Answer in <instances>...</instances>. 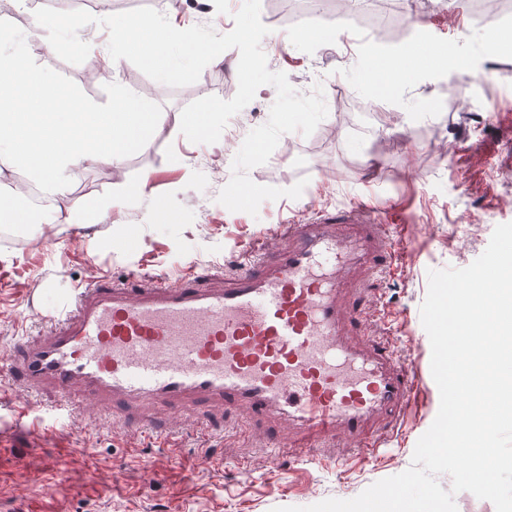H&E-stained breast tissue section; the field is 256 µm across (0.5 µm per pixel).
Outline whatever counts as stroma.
I'll list each match as a JSON object with an SVG mask.
<instances>
[{
	"label": "stroma",
	"instance_id": "obj_1",
	"mask_svg": "<svg viewBox=\"0 0 512 512\" xmlns=\"http://www.w3.org/2000/svg\"><path fill=\"white\" fill-rule=\"evenodd\" d=\"M242 2L229 0L226 14L211 4L199 9L193 0L150 5L187 26L225 34ZM261 19L271 30L261 42L269 70L285 72L304 94L324 88L328 115L316 130L283 135L268 162L248 172L255 183L278 188L306 179L300 198L263 202L254 216L217 201L247 134L269 117L273 86L258 89L217 143L195 144L180 131L181 111L191 102L235 95L239 52L229 49L222 63L209 64L182 88L121 60L115 82L161 108L153 137L119 165L88 163L72 171L66 204L85 214L84 222L19 231L0 223V512H273L351 499L411 466L440 404L420 316L428 272L469 266L495 226L512 222V50L485 48V26L473 20L468 0H418L416 16L403 21L405 35L395 38L366 23L352 0H342L333 16L261 0ZM422 28L450 57L476 58L490 70L471 98L457 94L458 77L438 60L401 66ZM27 46L37 64L71 79L96 103L107 102L89 63L65 62L44 37ZM375 59L396 63L392 83L370 85ZM135 184L139 192L111 217L90 215L94 204ZM366 200L389 211L406 259L404 269L365 288L367 310L386 305L392 319L388 335L372 324L366 334L385 338L419 377L406 425L377 431L372 459L339 436L311 460L285 450L270 466L265 427L218 404L194 413L136 409L125 422L78 396L74 416L60 420L50 415L55 393H29L7 370L18 338L43 332L37 313L54 310L94 277L122 281L141 273L172 281L192 270L216 285L247 252L281 246L283 224ZM158 204L169 205L171 220L152 219ZM243 464L248 474H241Z\"/></svg>",
	"mask_w": 512,
	"mask_h": 512
}]
</instances>
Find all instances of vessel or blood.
<instances>
[{"label":"vessel or blood","instance_id":"1","mask_svg":"<svg viewBox=\"0 0 512 512\" xmlns=\"http://www.w3.org/2000/svg\"><path fill=\"white\" fill-rule=\"evenodd\" d=\"M283 230V247L255 252L220 287L191 273L93 279L49 314L43 336L19 339L11 373L29 392H55L61 412L77 385L114 411L216 402L253 423L286 421L292 437L374 447L415 378L385 343H357L364 304L348 278L367 282L402 256L363 203Z\"/></svg>","mask_w":512,"mask_h":512}]
</instances>
